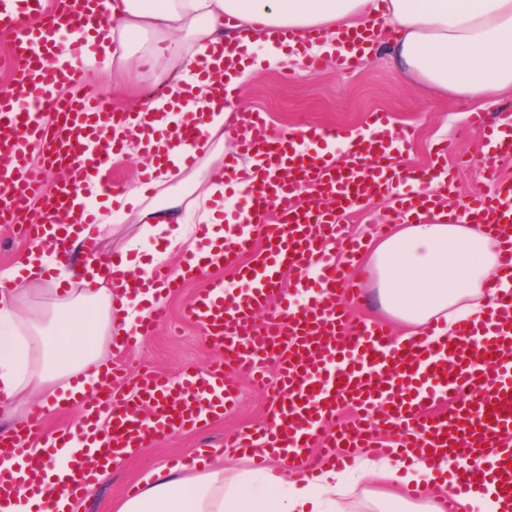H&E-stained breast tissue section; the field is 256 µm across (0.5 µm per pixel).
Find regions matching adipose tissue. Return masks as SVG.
Segmentation results:
<instances>
[{"label":"adipose tissue","instance_id":"adipose-tissue-1","mask_svg":"<svg viewBox=\"0 0 512 512\" xmlns=\"http://www.w3.org/2000/svg\"><path fill=\"white\" fill-rule=\"evenodd\" d=\"M112 25L86 32L89 43H101L85 53L89 69L100 75L123 76L138 69L148 80L133 109L157 113L153 124L158 145L165 131L178 125L180 114L202 116L201 154L194 167L183 165L177 152L158 166L153 190H117L105 205L118 212L135 211L155 223L162 234L159 249L141 253L126 245L109 258L83 251L85 241L112 235L107 217L71 235L80 261L69 276L79 291L53 289L51 301L33 305L30 286L45 279L55 264L51 246L32 244L15 265L0 271L12 280L9 294L0 295V409L24 401L50 409L60 406L55 385L65 376L99 364L112 349V321L121 317L131 330L140 314L154 309V292L139 295L137 308L112 290V278L130 272L149 279L151 269L177 248L194 250L195 227L207 225L212 243L223 242L224 218L211 207L224 186L208 183L203 171L224 147L222 131L228 119L223 106L211 100L204 68L223 47L244 42L263 48L255 69H274L302 62L304 54L334 52L343 31L373 28L386 35L399 68L422 85L448 96L492 104L512 93V0H102ZM233 18L234 31L224 29ZM292 31L294 41L279 42L276 32ZM312 29L325 33L323 44H305ZM245 39H238V32ZM192 99H185V90ZM168 199L157 206L151 191ZM499 243L466 219L448 222L439 214H422L399 224L371 246L367 264L382 310L399 322L402 342H426L429 326L439 319L485 318L494 296L489 283L499 266ZM258 490H251L244 473L226 475L220 463L204 472L182 475L158 469L136 495L118 499L114 512H344L347 478L339 468L316 470L315 481L299 484L289 478V460L279 454ZM362 468L378 479L408 487L428 485L431 503L446 490L453 461L439 463L419 455L363 460Z\"/></svg>","mask_w":512,"mask_h":512}]
</instances>
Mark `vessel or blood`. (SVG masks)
Returning a JSON list of instances; mask_svg holds the SVG:
<instances>
[{
  "label": "vessel or blood",
  "mask_w": 512,
  "mask_h": 512,
  "mask_svg": "<svg viewBox=\"0 0 512 512\" xmlns=\"http://www.w3.org/2000/svg\"><path fill=\"white\" fill-rule=\"evenodd\" d=\"M99 2L58 0L48 12L42 0H0V30L14 36L9 83L0 91V157L10 164L0 172V223L18 225L29 241L58 243L61 263L69 257L59 244L62 231L80 220L96 221L82 201L85 185L100 182L124 153L110 133L126 123L127 113L87 89L80 66L46 61L86 49V42L64 45L60 39L92 25ZM371 40L366 31L345 34L339 66L357 65ZM62 85L76 88V96H55ZM370 126L367 135L304 126L297 138L277 139L263 113L242 111L234 137L244 155L261 158L263 172L239 193L242 224L219 251L185 257L180 274L162 267L151 274L158 293L168 294L210 268L232 270L235 284L210 280L184 308L219 360L174 375L144 371L122 395L88 401L76 426L46 436L47 413L33 408L25 422L0 432V456L17 462L16 469L0 470V512H9L20 481L44 477L33 461L32 439H40L48 460L73 447L57 481L76 500L120 453L150 447L176 431L202 429L232 412L238 400L233 372L262 382L272 366L278 378L264 428L227 442L253 465H264L265 449L285 448L292 472L308 479L314 447L328 466L352 464L356 448L387 456L430 448L461 462L448 478L440 512H460L462 500L489 482L512 506V289L495 291L492 302L503 314L496 326L466 320L454 337L424 347L395 343L377 321L349 324L343 313L342 299L359 292L347 269L364 245L344 236L341 213L393 195L395 217L403 219L433 202L428 186L440 177L426 167H394L393 152L411 140L392 134L388 113H373ZM202 136L188 125L171 139L188 161ZM336 142L344 145L343 156L332 151ZM33 145L42 150V165L28 159ZM485 147L484 173L494 191L474 196L464 212L498 239L500 270L512 278V182L498 165L512 155V138L493 130ZM55 167L65 176L46 186L45 172ZM274 298L279 305L273 309ZM162 317L158 310L140 319L122 349H136ZM347 408L357 418L344 423L339 415Z\"/></svg>",
  "instance_id": "b4317fda"
}]
</instances>
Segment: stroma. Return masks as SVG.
I'll list each match as a JSON object with an SVG mask.
<instances>
[{"label":"stroma","instance_id":"35a3bbf8","mask_svg":"<svg viewBox=\"0 0 512 512\" xmlns=\"http://www.w3.org/2000/svg\"><path fill=\"white\" fill-rule=\"evenodd\" d=\"M227 108L233 112L263 111L275 135L305 125L361 132L366 130L371 113L387 112L395 131L411 132L414 138L409 151L397 158L398 167L457 166V193L449 201L450 207L457 210L463 208L472 192L484 187L482 137L476 131L465 137L460 134L470 113L478 111V104L453 100L422 86L404 74L381 48L366 62L347 71L327 58L317 71L304 66H283L255 74L240 86ZM392 206V200H378L351 212L343 220L346 233L371 244L375 225L388 220ZM131 241L143 252L154 250L158 241L154 225L140 223L132 215L113 218L112 250L120 251ZM218 277L228 282L233 274L226 269H210L186 284L181 293L167 296L163 306L165 321L157 334L131 354L113 353L112 363L122 368L118 384H125L145 368L173 375L188 366L205 367L214 358L215 352L206 345L199 328L182 321L181 311L199 288ZM269 401V394L241 381L240 401L233 413L202 431L174 432L128 456L108 477L88 488L78 504L80 512H113V502L125 496L127 486L143 484L156 466L201 448L223 449L225 435L260 428Z\"/></svg>","mask_w":512,"mask_h":512}]
</instances>
